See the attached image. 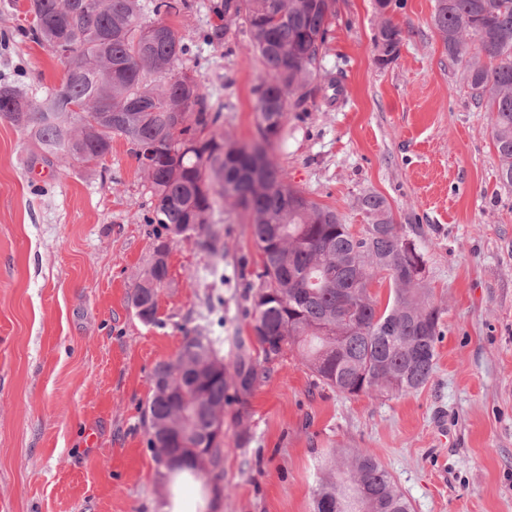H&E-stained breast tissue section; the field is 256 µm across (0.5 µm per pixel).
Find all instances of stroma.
I'll return each mask as SVG.
<instances>
[{"label":"stroma","instance_id":"obj_1","mask_svg":"<svg viewBox=\"0 0 512 512\" xmlns=\"http://www.w3.org/2000/svg\"><path fill=\"white\" fill-rule=\"evenodd\" d=\"M171 23L195 39L183 66L223 111V131L257 137L262 67L224 0H187ZM390 17L399 58L375 62L374 0H336L306 111L290 110L269 155L288 180L335 207L353 233L374 192L420 245L442 311L424 387L370 398L316 384L285 354L246 403L224 408L213 512H312L330 449H370L412 512H512V188L497 177L491 112L478 104L432 23L435 0ZM29 0H0V83L37 100L64 66L25 33ZM341 82L334 95L331 85ZM146 179L120 136L93 165L43 158L0 120V512H160L162 469L143 411L158 363L186 331L249 337L259 253L247 217L215 211L222 262L198 237L148 223ZM170 240L156 320L133 286Z\"/></svg>","mask_w":512,"mask_h":512}]
</instances>
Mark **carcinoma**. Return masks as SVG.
<instances>
[{
	"mask_svg": "<svg viewBox=\"0 0 512 512\" xmlns=\"http://www.w3.org/2000/svg\"><path fill=\"white\" fill-rule=\"evenodd\" d=\"M187 6L186 0H29L27 34L63 63V80L37 104L0 83V119L26 132L45 155L101 160L113 137L128 141L154 199L148 223L174 236L194 234L214 251L217 202L249 217L261 261L251 328L258 356L240 338L232 369L217 371L218 341L202 329L186 332L181 348L197 352L152 372L150 427L175 435L205 430L212 415L196 401H245L287 350L300 354L319 384L340 393L425 386L435 373L442 312L425 287L421 248L402 247L406 234L385 198L372 192L357 198L370 224L351 233L337 209L292 186L267 151L283 137L287 112L304 108L319 90L334 0H224V29L243 28L264 72L256 87L258 139L251 144L216 133L223 114L211 110L197 81L186 82L187 72L177 70L193 36L168 19ZM389 6L401 7L400 0H375L381 67L399 58L404 42ZM432 22L448 58L463 66L472 96L493 114L499 181L512 187V0H436ZM64 44L71 45L67 55L60 52ZM378 273L391 285L382 310L369 292ZM167 278L168 267L153 260L135 282L133 304L146 323L156 321L157 311L148 289ZM148 444L157 461L177 453L185 459L179 468L198 472L194 440ZM313 512H411V505L370 450L336 449Z\"/></svg>",
	"mask_w": 512,
	"mask_h": 512,
	"instance_id": "carcinoma-1",
	"label": "carcinoma"
}]
</instances>
